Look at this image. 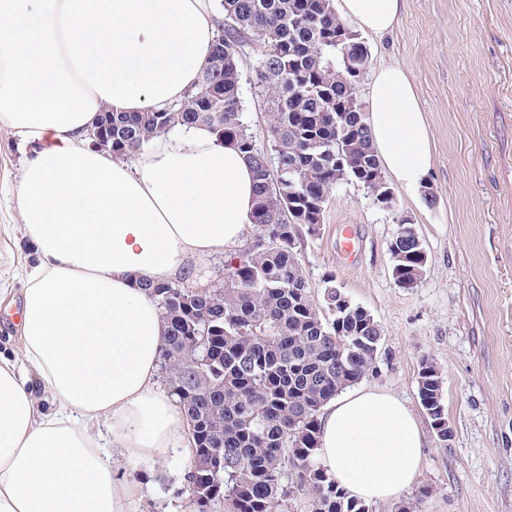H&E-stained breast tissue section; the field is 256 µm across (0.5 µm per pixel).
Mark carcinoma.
<instances>
[{"label": "carcinoma", "instance_id": "obj_1", "mask_svg": "<svg viewBox=\"0 0 512 512\" xmlns=\"http://www.w3.org/2000/svg\"><path fill=\"white\" fill-rule=\"evenodd\" d=\"M222 36L187 97L165 112H109L112 155L129 158L178 126L201 124L236 141L256 180V236L227 265L224 283L161 282L153 293L165 324L161 360L169 391L194 424L188 473L198 512H288L290 491L311 495L312 512H368L314 463L318 414L373 368L382 340L374 318L346 300L334 277L313 302L296 251L314 234L328 195L354 180L376 196L389 189L355 93L369 51L333 0H221ZM256 45V84L271 108L274 156L241 119V47ZM393 273L415 286L426 260L413 224L391 243ZM421 405L447 419L440 376L421 361Z\"/></svg>", "mask_w": 512, "mask_h": 512}]
</instances>
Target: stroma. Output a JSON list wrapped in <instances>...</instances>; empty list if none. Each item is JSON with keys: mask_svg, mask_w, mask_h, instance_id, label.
I'll return each mask as SVG.
<instances>
[{"mask_svg": "<svg viewBox=\"0 0 512 512\" xmlns=\"http://www.w3.org/2000/svg\"><path fill=\"white\" fill-rule=\"evenodd\" d=\"M367 68L356 86L367 102L382 65L402 67L429 125L436 200L393 184L391 208L348 180L331 191L317 233L300 231L296 250L313 296L323 281L367 310L383 331L363 385L388 391L417 419L425 448L414 484L369 512H512V0H405L395 28L363 35ZM256 58L240 59L243 120L267 149L270 109L254 87ZM31 147L0 124V287L21 295L40 258L16 205ZM410 220L428 256L412 288L395 280L391 243ZM359 248H336L345 226ZM429 360L442 379L452 436L440 441L418 397ZM191 460L165 449L154 469L118 465L136 482L135 512H195L187 492Z\"/></svg>", "mask_w": 512, "mask_h": 512, "instance_id": "stroma-1", "label": "stroma"}]
</instances>
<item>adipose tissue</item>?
<instances>
[{
  "label": "adipose tissue",
  "instance_id": "adipose-tissue-1",
  "mask_svg": "<svg viewBox=\"0 0 512 512\" xmlns=\"http://www.w3.org/2000/svg\"><path fill=\"white\" fill-rule=\"evenodd\" d=\"M382 35L403 0H336ZM214 0H0V123L33 145L17 191L40 256L21 296L20 349L0 354V512H130L115 472L186 448L180 406L158 383L164 323L151 284L230 253L253 230L255 178L237 145L188 125L131 160L89 147L100 112L162 109L194 88L215 34ZM375 151L396 181L423 185L431 136L405 70L369 92ZM53 406L38 409L40 393ZM106 421V433L93 424ZM424 440L392 394L361 386L324 407L314 456L350 499L395 500Z\"/></svg>",
  "mask_w": 512,
  "mask_h": 512
}]
</instances>
